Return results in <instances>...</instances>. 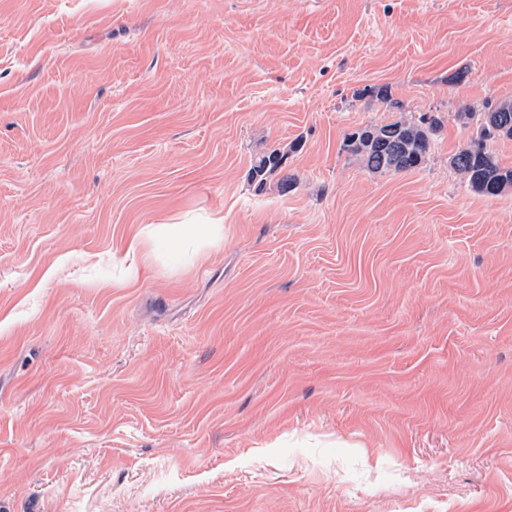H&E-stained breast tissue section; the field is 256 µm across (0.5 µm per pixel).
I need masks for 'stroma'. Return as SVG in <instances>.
<instances>
[{"label": "stroma", "instance_id": "obj_1", "mask_svg": "<svg viewBox=\"0 0 512 512\" xmlns=\"http://www.w3.org/2000/svg\"><path fill=\"white\" fill-rule=\"evenodd\" d=\"M504 100L512 0H0V512H512ZM481 116L485 117V121L477 124L476 138H472L450 158V165L473 191L485 196H497L512 187V168L498 163L489 143L501 138L512 139L511 133L506 136L497 130L510 121L512 128V102L488 105L487 111L482 112ZM441 124L439 117H420L367 126L350 134L347 145L371 171H411L428 160ZM288 150L273 149L257 155L250 168V183L256 192H263L271 178L282 169Z\"/></svg>", "mask_w": 512, "mask_h": 512}]
</instances>
